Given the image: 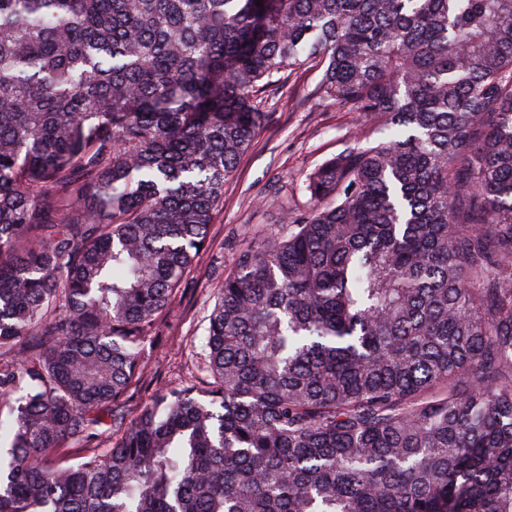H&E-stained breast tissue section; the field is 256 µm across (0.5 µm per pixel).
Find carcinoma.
Wrapping results in <instances>:
<instances>
[{
	"instance_id": "1",
	"label": "carcinoma",
	"mask_w": 512,
	"mask_h": 512,
	"mask_svg": "<svg viewBox=\"0 0 512 512\" xmlns=\"http://www.w3.org/2000/svg\"><path fill=\"white\" fill-rule=\"evenodd\" d=\"M306 175L126 402L267 113ZM0 512H512V0H0ZM321 70L290 78L265 97L267 122L224 185V207L210 226L209 246L199 255L172 303V311L151 343L140 387L129 399L135 410L155 392L194 380L206 387L196 362L203 352L204 328L215 304L214 288L235 265L252 234L278 224L282 208L302 209L305 175L360 140L383 139L348 106L323 101L315 92Z\"/></svg>"
}]
</instances>
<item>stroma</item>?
<instances>
[{
	"mask_svg": "<svg viewBox=\"0 0 512 512\" xmlns=\"http://www.w3.org/2000/svg\"><path fill=\"white\" fill-rule=\"evenodd\" d=\"M319 79V70H310L266 97L268 119L224 186V207L210 226L208 247L146 346L149 362L130 407L189 380L205 384L196 368L203 352V318L212 311L214 290L234 267L240 248L255 231L278 223L284 207H304L307 173L349 144L381 140L354 109L319 98Z\"/></svg>",
	"mask_w": 512,
	"mask_h": 512,
	"instance_id": "35a3bbf8",
	"label": "stroma"
}]
</instances>
